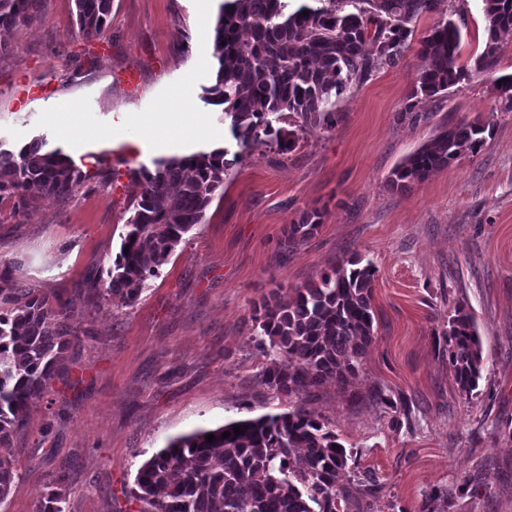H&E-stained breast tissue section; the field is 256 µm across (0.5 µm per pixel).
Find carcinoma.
<instances>
[{"instance_id": "carcinoma-1", "label": "carcinoma", "mask_w": 512, "mask_h": 512, "mask_svg": "<svg viewBox=\"0 0 512 512\" xmlns=\"http://www.w3.org/2000/svg\"><path fill=\"white\" fill-rule=\"evenodd\" d=\"M443 0H224L213 23L215 84L207 102L224 105V123L241 144L266 136L293 144L275 124L298 119V131H329L341 117V96L373 73L397 65L412 46L418 19ZM76 23L93 39L110 23L112 0H74ZM308 11L305 16L302 11ZM487 38L473 70L458 64L461 30L448 9L419 41L412 98H438L470 79L496 72L500 39L512 33V0H481ZM38 0H0V31L32 21ZM497 112H512V74L493 80ZM494 124L448 120L428 143L397 164L386 182L407 190L435 171L476 155ZM227 149L158 158L132 170L134 212L106 276L95 281L101 299L136 303L196 225L205 221L224 177L241 161ZM87 173L60 149L34 141L14 153L0 149V200L24 212L47 198L72 199ZM314 212L288 228L284 248L310 238ZM376 268L361 258L341 259L317 281L255 306L254 341L267 358L261 385L288 400L292 410L229 422L179 436L138 469L128 498L139 512H337L338 481L347 451L322 417L300 404L327 379L356 376L374 337ZM81 333L52 295L11 279L0 266V503L16 475L13 439L25 426L32 400L50 393L65 368L67 350ZM458 387H478L486 363L472 316L462 304L442 331ZM244 433L235 435L234 427ZM230 436H223L224 432ZM212 434L210 442L206 435ZM65 475L57 477L41 512H63Z\"/></svg>"}]
</instances>
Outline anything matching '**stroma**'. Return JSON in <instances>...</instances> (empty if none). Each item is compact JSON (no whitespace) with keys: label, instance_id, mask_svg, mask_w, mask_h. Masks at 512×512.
Here are the masks:
<instances>
[{"label":"stroma","instance_id":"obj_1","mask_svg":"<svg viewBox=\"0 0 512 512\" xmlns=\"http://www.w3.org/2000/svg\"><path fill=\"white\" fill-rule=\"evenodd\" d=\"M221 0H112L111 22L87 43L73 0H42L0 52V147L34 140L62 149L90 178L65 204L18 214L0 203V264L14 280L53 294L84 330L66 354L68 380L32 402L13 439L18 475L0 512H39L65 475L64 512H137L125 488L169 439L274 415L288 401L257 376L252 313L271 293L318 279L338 259L377 273L374 341L359 374L328 380L304 405L339 436L350 458L339 512H420L450 493L448 512H512V112L495 111L493 79L475 76L447 98L413 103L415 52L347 91L331 131L292 149L247 146L224 133V108L207 103L217 62L206 30ZM460 65L485 38L479 0H455ZM174 101L202 130L154 146L120 117ZM428 113L412 124L409 104ZM77 105L94 139L63 136L57 116ZM492 117L481 151L409 190L386 179L449 119ZM226 148L242 160L134 305L90 289L119 250L132 209L133 169L154 159ZM320 214L314 235L288 250L289 225ZM473 315L487 358L462 392L442 331L457 304ZM410 415L376 405L374 392ZM372 480L371 492L359 484Z\"/></svg>","mask_w":512,"mask_h":512}]
</instances>
